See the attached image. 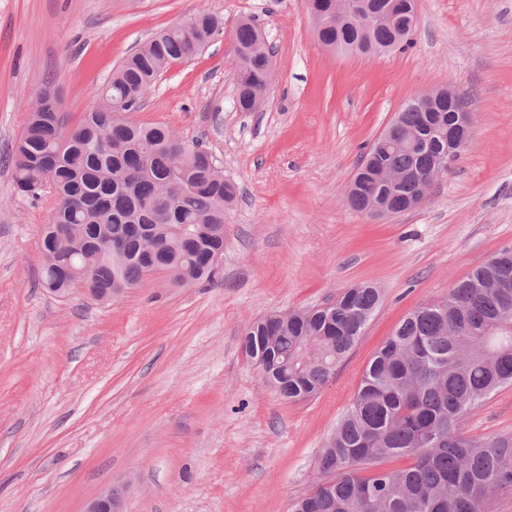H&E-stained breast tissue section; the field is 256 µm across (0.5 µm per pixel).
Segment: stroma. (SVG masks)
I'll return each mask as SVG.
<instances>
[{
    "label": "stroma",
    "mask_w": 512,
    "mask_h": 512,
    "mask_svg": "<svg viewBox=\"0 0 512 512\" xmlns=\"http://www.w3.org/2000/svg\"><path fill=\"white\" fill-rule=\"evenodd\" d=\"M223 29L161 75L142 124L203 141L237 183L215 281L160 275L102 304L40 288L53 199L19 194L10 158L53 88L70 123L116 64L194 14ZM255 17L274 50L260 112L234 106L233 32ZM471 100L468 150L406 213L370 218L345 191L368 145L415 96ZM512 247V0H418L414 44L357 56L324 46L305 0H0V512H84L104 489L126 512H290L373 354L397 323ZM359 283L383 303L316 397L263 384L252 321ZM472 438L512 436V385L469 413Z\"/></svg>",
    "instance_id": "stroma-1"
}]
</instances>
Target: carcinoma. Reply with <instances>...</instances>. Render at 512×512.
Here are the masks:
<instances>
[{
	"label": "carcinoma",
	"mask_w": 512,
	"mask_h": 512,
	"mask_svg": "<svg viewBox=\"0 0 512 512\" xmlns=\"http://www.w3.org/2000/svg\"><path fill=\"white\" fill-rule=\"evenodd\" d=\"M340 23L332 0H305L312 19L330 23L318 32L326 47L345 53H382L413 44L415 25L406 0H354ZM221 18L198 13L151 37L112 71L102 92L106 106H91L67 126L56 94L46 88L41 109L28 113L12 165L17 189L56 199L39 240L41 286L64 296L82 274L98 301L118 299L145 276L163 273L181 288L211 282L208 257L224 251V210L238 186L223 163L162 123L144 125L128 113L139 108L157 78L176 62L198 56L203 39L220 31ZM251 18L235 30L236 102L251 109L265 76L267 51ZM448 103L432 112L408 101L395 117L411 142L362 156L346 192L350 209L366 213L376 173L403 175L388 192L397 213L429 192L448 172ZM118 241L115 254L106 244ZM512 247L474 269L439 301L408 313L363 371L348 408L316 458L310 493L291 512H487L512 490V437L467 438L463 419L498 389L512 385ZM381 305L369 284L345 289L324 307L294 309L253 321L244 350L264 366V384L288 403L316 396L364 335ZM410 464L388 468L391 461Z\"/></svg>",
	"instance_id": "obj_1"
}]
</instances>
